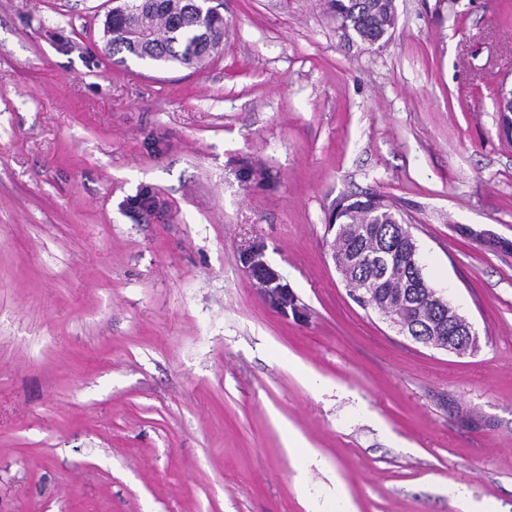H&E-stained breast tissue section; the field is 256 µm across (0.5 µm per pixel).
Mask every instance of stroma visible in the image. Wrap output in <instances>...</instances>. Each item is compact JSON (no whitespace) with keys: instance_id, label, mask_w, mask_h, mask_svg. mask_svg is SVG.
<instances>
[{"instance_id":"35a3bbf8","label":"stroma","mask_w":512,"mask_h":512,"mask_svg":"<svg viewBox=\"0 0 512 512\" xmlns=\"http://www.w3.org/2000/svg\"><path fill=\"white\" fill-rule=\"evenodd\" d=\"M112 7L0 0V512H512V0H395L372 49L326 0H222L197 68L116 64ZM361 193L473 351L353 300Z\"/></svg>"}]
</instances>
